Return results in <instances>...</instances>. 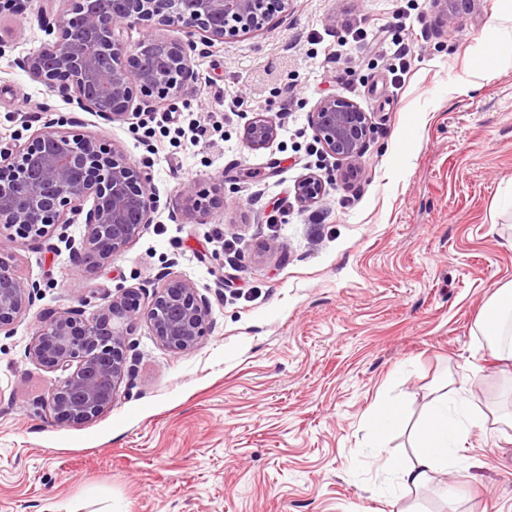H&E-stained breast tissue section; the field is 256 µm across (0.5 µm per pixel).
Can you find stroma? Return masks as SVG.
Masks as SVG:
<instances>
[{"mask_svg": "<svg viewBox=\"0 0 512 512\" xmlns=\"http://www.w3.org/2000/svg\"><path fill=\"white\" fill-rule=\"evenodd\" d=\"M60 8L29 0L0 17V143H27L50 119L117 143L150 173L159 216L79 274L57 238L15 241L19 275L40 291L0 331V512H512V429L497 422L512 412V374L476 327L512 281V0H293L270 28L196 57L177 96L121 122L18 67ZM400 12L413 62L396 93L370 38L402 37ZM354 29L367 39L351 41ZM331 96L373 117L351 178L331 156L314 167L310 114ZM258 112L278 136L255 150L242 131ZM314 172L325 194L305 206L294 186ZM188 184L223 186V213L186 216ZM163 275L209 299L202 344L175 354L134 323L133 372L111 411L55 420L44 401L56 375L28 355L40 315L90 311L104 289L149 291ZM470 364L489 418L447 475L463 481L451 506L442 481L404 490L379 465L410 463L412 427ZM386 400L405 420L377 445L364 422Z\"/></svg>", "mask_w": 512, "mask_h": 512, "instance_id": "stroma-1", "label": "stroma"}]
</instances>
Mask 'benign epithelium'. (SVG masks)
<instances>
[{
	"label": "benign epithelium",
	"instance_id": "benign-epithelium-1",
	"mask_svg": "<svg viewBox=\"0 0 512 512\" xmlns=\"http://www.w3.org/2000/svg\"><path fill=\"white\" fill-rule=\"evenodd\" d=\"M292 0H65L56 18V38L17 65L52 92L69 95L79 108L110 122L150 112L174 96L193 74L200 47L266 29L288 13ZM143 26L154 34L136 43L125 33ZM179 28L185 37L163 32ZM323 152L359 167L373 129L372 118L343 97L321 99L310 116ZM278 135L271 117L258 114L243 129L253 149ZM325 188L309 175L295 188L298 201L316 203ZM188 211L224 209L214 189L207 204L194 188L181 189ZM158 212L150 173L130 163L115 145L73 133L49 121L19 149L0 146V226L22 239L52 236L65 243L75 271L86 258L107 264L138 239ZM82 221L80 241L67 234ZM39 285H25L8 242L0 239V330L25 314ZM209 299L182 278L161 279L146 305L135 288L107 291L90 314L74 307L41 317L29 354L59 373L46 405L57 419L82 425L112 410L128 373V327L141 319L173 353L198 347L210 325Z\"/></svg>",
	"mask_w": 512,
	"mask_h": 512
}]
</instances>
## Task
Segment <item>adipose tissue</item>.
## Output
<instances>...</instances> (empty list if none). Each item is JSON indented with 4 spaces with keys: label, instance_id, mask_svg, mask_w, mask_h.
I'll return each mask as SVG.
<instances>
[{
    "label": "adipose tissue",
    "instance_id": "1",
    "mask_svg": "<svg viewBox=\"0 0 512 512\" xmlns=\"http://www.w3.org/2000/svg\"><path fill=\"white\" fill-rule=\"evenodd\" d=\"M509 324H512V283L498 288L490 296L477 322L481 335L490 343L492 357L511 363L512 347L505 349L498 345ZM471 383V371H464L456 388L436 397L427 417L417 426L412 445L413 461L399 471L404 488L425 486L434 476L447 473L455 466L460 437L484 420L483 414L472 408L467 397Z\"/></svg>",
    "mask_w": 512,
    "mask_h": 512
}]
</instances>
